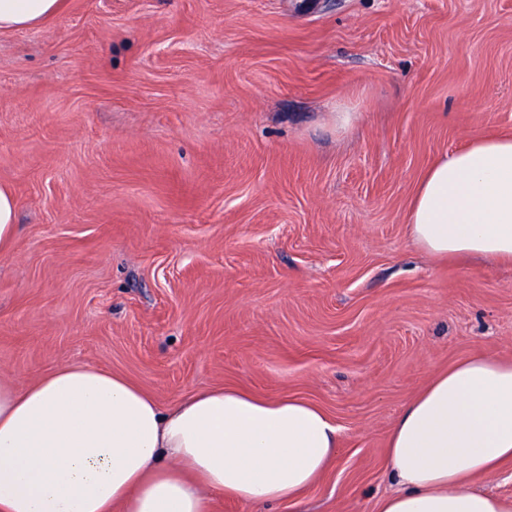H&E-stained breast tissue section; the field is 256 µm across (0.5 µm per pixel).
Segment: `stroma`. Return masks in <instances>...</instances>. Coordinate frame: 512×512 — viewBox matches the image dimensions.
Here are the masks:
<instances>
[{"mask_svg": "<svg viewBox=\"0 0 512 512\" xmlns=\"http://www.w3.org/2000/svg\"><path fill=\"white\" fill-rule=\"evenodd\" d=\"M501 134L512 0H65L0 35V377L303 397L338 429L325 476L212 512H375L431 372L512 358V264L406 231L435 159ZM16 201L12 192L0 186V247L10 246L17 235Z\"/></svg>", "mask_w": 512, "mask_h": 512, "instance_id": "stroma-1", "label": "stroma"}]
</instances>
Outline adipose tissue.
<instances>
[{"mask_svg": "<svg viewBox=\"0 0 512 512\" xmlns=\"http://www.w3.org/2000/svg\"><path fill=\"white\" fill-rule=\"evenodd\" d=\"M64 0H0V33L38 26ZM411 241L434 258L512 263V137L441 155L412 198ZM338 430L314 403L236 386L161 407L126 376L64 364L0 381V512H210L211 494L299 503L327 473ZM393 485L376 512H512L477 483L512 466V358L433 372L386 439Z\"/></svg>", "mask_w": 512, "mask_h": 512, "instance_id": "obj_1", "label": "adipose tissue"}]
</instances>
